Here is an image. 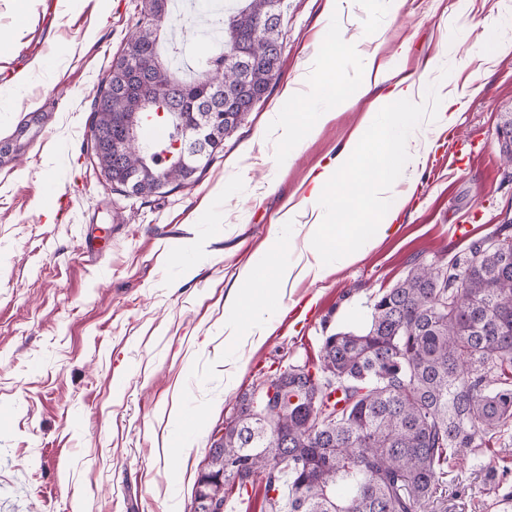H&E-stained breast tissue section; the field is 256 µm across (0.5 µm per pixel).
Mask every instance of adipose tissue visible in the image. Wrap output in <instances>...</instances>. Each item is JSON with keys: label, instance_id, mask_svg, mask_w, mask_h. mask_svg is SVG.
I'll return each instance as SVG.
<instances>
[{"label": "adipose tissue", "instance_id": "obj_1", "mask_svg": "<svg viewBox=\"0 0 512 512\" xmlns=\"http://www.w3.org/2000/svg\"><path fill=\"white\" fill-rule=\"evenodd\" d=\"M420 95L419 86L401 80L380 98V105L388 112L389 121L384 131L383 148L373 159L374 176L368 184L367 193L359 197L360 209L376 212V223L354 225L349 234L330 230L331 217L341 214L333 192L350 166L352 145H345L331 161L312 173L302 202L310 206L313 216L304 240V249L313 261L304 265V273L316 279L324 274L328 236L336 238L337 261L348 263L357 259L365 246L393 229L409 201L408 195L400 192L399 187L414 178L422 163V154L414 143L420 126L415 102Z\"/></svg>", "mask_w": 512, "mask_h": 512}]
</instances>
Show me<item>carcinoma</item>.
Segmentation results:
<instances>
[{
  "label": "carcinoma",
  "instance_id": "carcinoma-1",
  "mask_svg": "<svg viewBox=\"0 0 512 512\" xmlns=\"http://www.w3.org/2000/svg\"><path fill=\"white\" fill-rule=\"evenodd\" d=\"M271 10L282 12V0L214 9L222 50L178 80L157 50L154 19L170 17L168 0H143L123 54L97 90L91 125L107 127L115 112H150L167 100L189 114L206 87L226 82L237 89V111L217 126L214 147L198 165L205 172L279 76L280 55L272 51L281 45L280 23H263ZM144 60L158 69L147 98L121 77L122 67ZM115 157L124 160L116 188L161 194L140 149L126 147L114 129L112 151L96 160L107 171ZM511 228L474 243L446 269L411 270L376 298L365 331L324 338L316 373L305 365L280 373L274 405L244 394L211 445L195 509L219 494V474L239 479L242 489L257 470L268 471L269 512H425L443 502L451 461L512 438Z\"/></svg>",
  "mask_w": 512,
  "mask_h": 512
}]
</instances>
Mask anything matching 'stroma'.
<instances>
[{
	"label": "stroma",
	"mask_w": 512,
	"mask_h": 512,
	"mask_svg": "<svg viewBox=\"0 0 512 512\" xmlns=\"http://www.w3.org/2000/svg\"><path fill=\"white\" fill-rule=\"evenodd\" d=\"M141 4L0 0V512H191L212 432L241 395L318 364L324 336L363 328L411 269L463 259L512 217L498 135L512 51L488 42L493 28L512 40V0H352L331 18L326 0H284L266 98L199 180L149 197L113 189L89 120ZM368 68L421 87L412 197L357 260L268 296L280 312L253 345L226 297L246 265L296 263L308 219L281 216L311 171L355 135L379 148V87L338 103ZM292 90L296 122L317 126L296 149L273 133ZM448 98L463 106L445 126ZM510 496L512 439L456 461L433 512H512Z\"/></svg>",
	"instance_id": "1"
}]
</instances>
